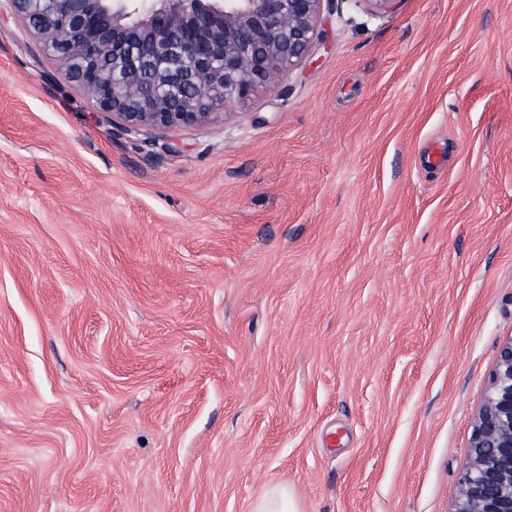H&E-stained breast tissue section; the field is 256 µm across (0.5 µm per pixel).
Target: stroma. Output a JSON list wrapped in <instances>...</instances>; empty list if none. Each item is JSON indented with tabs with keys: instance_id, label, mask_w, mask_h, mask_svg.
<instances>
[{
	"instance_id": "35a3bbf8",
	"label": "stroma",
	"mask_w": 512,
	"mask_h": 512,
	"mask_svg": "<svg viewBox=\"0 0 512 512\" xmlns=\"http://www.w3.org/2000/svg\"><path fill=\"white\" fill-rule=\"evenodd\" d=\"M319 27L173 153L0 19V512H452L512 338V0ZM250 512H299V508L287 488L275 486L252 504Z\"/></svg>"
}]
</instances>
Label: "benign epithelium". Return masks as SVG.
<instances>
[{"label":"benign epithelium","instance_id":"7a95c632","mask_svg":"<svg viewBox=\"0 0 512 512\" xmlns=\"http://www.w3.org/2000/svg\"><path fill=\"white\" fill-rule=\"evenodd\" d=\"M65 83L129 133L224 121L324 45L326 0H8ZM453 512H512V337L473 421Z\"/></svg>","mask_w":512,"mask_h":512}]
</instances>
